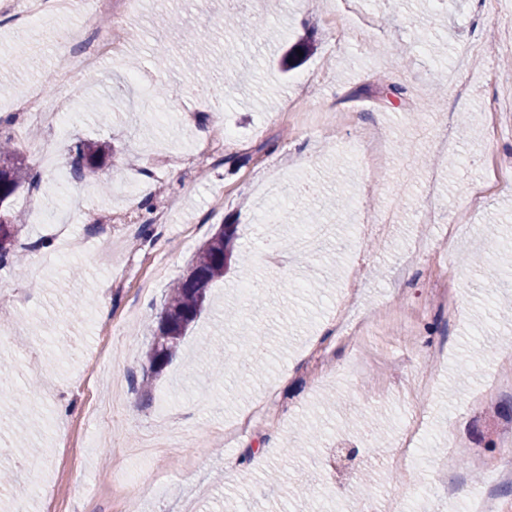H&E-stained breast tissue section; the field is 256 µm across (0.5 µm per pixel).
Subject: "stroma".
Masks as SVG:
<instances>
[{"mask_svg": "<svg viewBox=\"0 0 512 512\" xmlns=\"http://www.w3.org/2000/svg\"><path fill=\"white\" fill-rule=\"evenodd\" d=\"M431 11L445 12L444 25L419 26ZM223 16L224 0H141L122 40L135 67L108 59L96 81L76 78L67 138L41 126L14 137L39 171L37 188L20 189L12 202L16 251L50 242L25 274L0 266L8 312L0 321V399L13 403L0 420V446L26 435L24 460L46 484L27 512H316L334 488L342 512H355L364 477L383 512H444L449 488L486 489L481 467L502 462V432L512 427V390L486 405L473 401L503 381L498 354L512 351V190L475 212L463 195L492 158L512 161V116L496 145L485 138L494 120L485 102L512 47V0H288L282 11L263 0L231 31ZM256 16L265 29L253 26ZM75 20L51 16L20 32L0 13V46L39 49L26 68L0 70L10 98L61 69L70 53L52 31ZM192 29L205 31L204 41L186 40ZM301 40L312 55L282 72V50ZM158 43L166 56L155 55ZM229 43L239 50L236 63L215 91H199L204 74L185 59L215 62ZM437 44L447 51L438 62L429 55ZM459 60L472 75L465 97L445 76ZM133 71L145 75L142 87L128 83ZM157 88L171 104L168 117L136 111L140 95ZM445 121L454 127L446 141ZM370 125L393 137L372 170L352 147ZM220 126L234 136L219 146V161L200 158L198 129ZM79 140L108 142L113 154L99 182H72L65 206L37 148L47 145L67 173ZM446 153L467 156V166L440 165ZM340 154L348 166H337ZM145 168L164 223L145 237L99 224L119 202L120 185ZM276 171L313 186L317 198L299 202L287 222L261 226L256 186ZM432 176L437 196L416 208ZM341 197L405 205L389 225L355 224L350 209L331 208ZM40 209L83 238L78 281L64 280L60 242L37 223ZM311 216L330 232L302 258L293 234ZM452 218L466 232L457 247L397 278L399 259L416 243L435 246ZM225 224L239 234L228 273L172 362L148 372L144 354L168 288ZM433 272L454 279L459 315L435 312L426 288ZM15 335L35 339V349H16ZM207 348L223 350L222 377L204 358ZM436 348L445 359L428 360ZM471 348L483 355L461 369ZM413 424L422 446L409 479L391 454ZM72 444L84 448L80 463L66 457ZM445 447L455 457L449 469L436 460ZM124 468L142 479L118 485Z\"/></svg>", "mask_w": 512, "mask_h": 512, "instance_id": "1", "label": "stroma"}]
</instances>
